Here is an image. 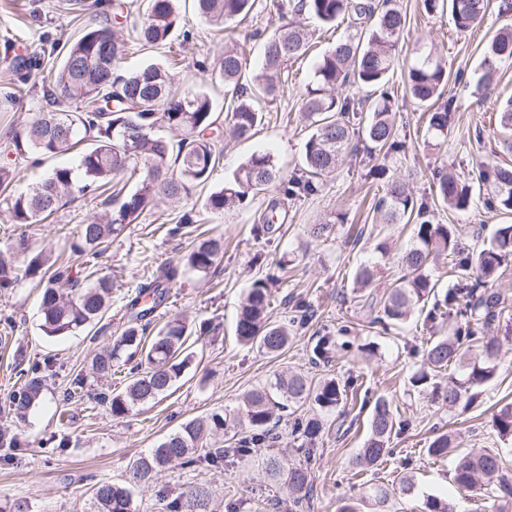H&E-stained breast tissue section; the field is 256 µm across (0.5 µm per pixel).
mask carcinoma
Returning <instances> with one entry per match:
<instances>
[{"label": "carcinoma", "instance_id": "obj_1", "mask_svg": "<svg viewBox=\"0 0 512 512\" xmlns=\"http://www.w3.org/2000/svg\"><path fill=\"white\" fill-rule=\"evenodd\" d=\"M450 2L455 27L465 31L479 21L487 0H422L428 13L444 9ZM146 18L131 27L130 36L150 47L171 44L179 21V0H146ZM198 14L209 24L222 28L254 8L255 0H193ZM307 14L323 25L348 20L355 34L340 39L317 63L302 99L301 110L310 128L305 143L301 176L288 179L287 196L311 195L319 191L322 177L334 172L343 155L354 148L356 127L362 137L379 149L395 152L402 143L395 139L391 120L389 84L398 66L397 45L406 25V16L397 0H287L276 4ZM126 43L108 24L82 29L72 41L56 70L53 88L46 91L53 104H75L73 109L38 113L29 125L13 133L11 146L19 156H63L77 152V165H61L29 191L16 190L17 173L0 165V207L20 228L6 251L0 250V288H10L20 279H29L42 288L40 329L46 336H69L86 331L110 309L112 278L98 273L101 255L128 225L162 197L178 199L210 182L220 161L217 139L224 131L248 138L261 124V102L277 99L283 91L288 64L305 56L309 36L288 23L275 29L263 41L259 64L249 81L242 82L250 67L246 52L238 44L224 45L219 77L224 82L230 103L225 117L213 108L210 96L201 90L180 86L175 74L150 64L124 75H115ZM512 61V28L497 33L481 54V80L488 82L505 61ZM449 78L446 65L430 58L408 67L406 88L410 96L427 105L428 130L447 139L452 102H439ZM347 86L365 90L348 96L339 93ZM499 125L511 135L503 147L512 152V100L499 111ZM134 181L128 190L112 189L116 179ZM280 171L267 152L250 155L231 179L213 191L204 209L222 214L242 205L249 196L265 191L280 180ZM437 198L450 209L462 210L471 202L473 185L457 175L432 174ZM478 182L486 186L487 204L494 210L512 211V165L486 163L478 172ZM104 197L110 212L104 222L80 225L73 249L83 257L84 277L72 275V268L58 264L52 252L31 250L26 227L38 224L75 195ZM372 220L377 224H410V247L400 256L402 274L390 282L381 298L379 322L394 325L407 321L416 311L432 303L427 318L436 319L445 309L448 317L464 320L455 335L430 341L425 349V370L411 378L415 387L439 377L456 366L460 376L448 375V387L439 391L450 408L471 406L477 399L473 388L490 381L496 373L499 345L488 336H477L470 323H488L504 310L500 294L489 287L498 271L512 262V224H500L487 243L465 251L461 249L449 224L435 222L431 202L415 199L405 184L387 179L385 195L374 206ZM223 243L209 238L198 241L188 254L184 267L206 275L215 265ZM25 256L15 265L16 255ZM448 256L454 286L438 298L437 279L431 263L434 257ZM180 271L170 266L152 280L137 287L127 303L124 330L114 343L97 351L91 369L100 380L112 378V367L124 359L127 383L119 391L99 393L100 403L108 405L112 416L120 418L133 408L164 397L191 361L187 340L191 335L186 321L174 316L162 326L153 325L154 313L168 298L169 288ZM270 294L263 280L252 284L240 306L236 335L243 344L256 345L276 355L288 345V328L268 321ZM476 350L472 357L461 351ZM51 368V361L19 369L23 385L8 395L10 408L21 418L40 396L39 374ZM83 377L72 380L62 398V406L76 404L87 396ZM345 386L327 380L317 386L305 376H277L267 384L248 391L234 410L218 409L193 418L164 436L156 445L133 459L130 476L122 483L100 480L93 485L90 512H135L132 488L147 484L169 465L194 468L200 463L220 467L225 452L249 457L256 448H270L277 442L275 432L282 413L296 412V406L312 402L329 411L346 396ZM497 435L512 439V406L505 405L492 414ZM409 422L384 397L375 400L369 419V435L363 448L352 459L360 472H370L386 463L392 454L393 436ZM323 424L315 417L292 418L291 434L301 439L300 447L314 443ZM236 437L235 447L224 450L220 440L227 434ZM454 450L447 433L436 436L427 453L439 458ZM270 476H286L288 490L303 502L310 491L307 465L290 462L283 456L265 458ZM454 483L493 500L496 512H512V472L499 452L487 449L461 456L456 464ZM416 493L412 477L404 475L392 485L373 484L366 497L369 512H389V502ZM159 512H214L209 491L193 486L178 496L158 495ZM421 512H456L455 506L436 496L422 502Z\"/></svg>", "mask_w": 512, "mask_h": 512}]
</instances>
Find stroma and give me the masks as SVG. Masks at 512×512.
<instances>
[{
  "mask_svg": "<svg viewBox=\"0 0 512 512\" xmlns=\"http://www.w3.org/2000/svg\"><path fill=\"white\" fill-rule=\"evenodd\" d=\"M107 0H0V163L8 162L19 173V186L28 189L41 182L57 166L54 158L20 157L11 151L15 130L47 111L44 92L65 53L67 39L78 36L88 24L106 21ZM407 15L398 42L399 62L408 65L433 56L449 70L463 71L459 81H449L446 99L453 105L447 140L432 138L421 119L422 105L404 90V78L394 75L395 95L391 112L400 151L385 153L357 145L335 172L323 177L316 194L287 196L279 187L250 197L242 206L221 215H207L197 230L203 237L221 240L223 256L207 277L183 273L169 298L155 313L157 323L171 315L186 318L193 333V356L167 397L152 406L139 407L121 418L105 406L88 409L71 405L70 424L58 420V406L65 389L76 376L87 379L90 391L123 388L124 375L113 372L111 381L91 376V359L122 330L125 304L140 282L166 264H177L191 250L194 238L169 235L184 213H198L212 189L221 187L253 152L271 153L284 177L298 175L303 167L304 145L310 130L301 113L305 86L315 63L337 40L347 37L346 24L329 28L306 15L296 16L305 28L312 48L288 67V83L278 99L263 107L257 133L247 139L224 140L223 157L208 185L198 186L179 200L162 199L128 225L102 256L99 267L112 277V305L96 327L95 335L59 338L44 336L39 329V291L22 279L0 288V426L21 434L26 448L10 452L0 447V512H86L93 485L107 478L125 477L129 462L152 448L182 422L215 409L232 410L243 395L274 375L297 373L312 383L333 378L350 390L336 409L326 413L327 427L313 444L310 468L314 494L304 504L295 503L283 481L271 479L263 465L273 451L298 461L302 455L290 431H282L272 449H259L244 461L230 460L223 469L203 465L194 470L169 467L137 488L134 498L140 512H158V489L179 493L186 486L207 487L218 512L235 505L237 512H337L349 501L362 502L370 483L398 482L402 473L413 472L415 496L394 501L391 512H420L424 497L432 495L453 503L457 512H491V500L459 491L453 485L458 452L484 448L500 450L512 470V441L501 440L491 426L494 410L512 404V264L502 268L494 283L506 309L480 334L496 338L501 349L495 377L481 386L477 402L469 409H448L436 396L435 385L412 387L409 379L423 366L426 341L447 336L446 320L427 319L418 311L403 325L388 328L375 324L371 300L381 297L400 274L398 256L409 245V226L395 224L383 232L370 229V211L385 193L384 181L369 177L371 168L382 167L388 176L406 183L417 199L435 196L430 172L446 168L459 176L475 170L492 152L512 162L504 152L497 122L498 107L512 96V62L500 64L490 86L478 83L480 50L499 30L512 27V10L504 0H490L481 20L467 31H457L450 14H429L421 0H399ZM180 11L181 30L171 48H141L128 44L124 70L149 63L173 65L181 86L207 92L216 111H223L224 85L217 61L225 44L239 43L255 32L269 33L281 25L271 0H257L248 17L217 31L197 15L185 0ZM34 68L23 92H16L15 66L20 60ZM278 201L286 210L284 223L259 231L258 218L268 203ZM100 200L78 199L62 207L53 223L30 225L33 248L52 251L74 271L82 259L69 249L80 225L101 219ZM440 223L453 225L463 247L489 238L497 225L512 224V214L489 211L482 194H473L462 210L435 206ZM330 224L328 237L314 239L311 225ZM388 239L391 261L380 264L375 247ZM375 263L373 287L356 282L361 265ZM271 321L289 323L299 306L311 311L308 322L292 330L287 347L276 356L241 344L235 336L237 310L253 282L268 273ZM330 339L331 359L319 361L316 346ZM51 359L54 367L44 374L38 404L25 419L8 413L6 395L16 387L15 367ZM392 400L411 425L391 440L393 454L376 474H356L351 461L362 448L368 431L371 401L377 396ZM457 436L458 452L443 458L428 456L433 437L443 431Z\"/></svg>",
  "mask_w": 512,
  "mask_h": 512,
  "instance_id": "obj_1",
  "label": "stroma"
}]
</instances>
